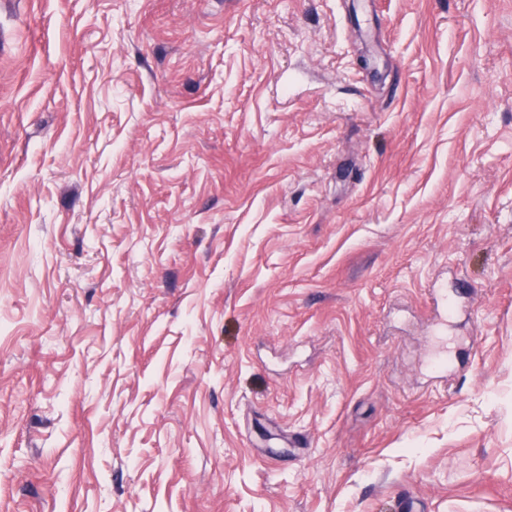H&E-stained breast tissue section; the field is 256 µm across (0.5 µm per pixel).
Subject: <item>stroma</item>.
<instances>
[{
	"mask_svg": "<svg viewBox=\"0 0 512 512\" xmlns=\"http://www.w3.org/2000/svg\"><path fill=\"white\" fill-rule=\"evenodd\" d=\"M405 499L512 512V0H0V512Z\"/></svg>",
	"mask_w": 512,
	"mask_h": 512,
	"instance_id": "1",
	"label": "stroma"
}]
</instances>
